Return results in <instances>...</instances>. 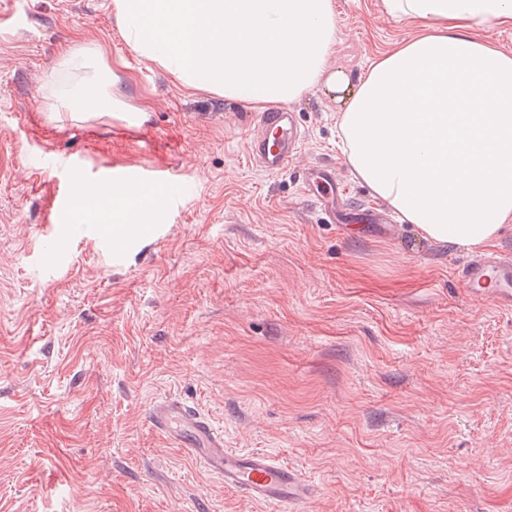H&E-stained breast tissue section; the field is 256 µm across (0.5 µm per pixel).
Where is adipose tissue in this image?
Here are the masks:
<instances>
[{
    "instance_id": "1",
    "label": "adipose tissue",
    "mask_w": 512,
    "mask_h": 512,
    "mask_svg": "<svg viewBox=\"0 0 512 512\" xmlns=\"http://www.w3.org/2000/svg\"><path fill=\"white\" fill-rule=\"evenodd\" d=\"M419 33L381 53L357 79L329 71L336 0H112L125 41L188 91L264 110L318 86L341 103L338 147L374 198L431 243L480 251L512 224V51L483 25L512 27V0H382ZM112 108L99 77L50 111ZM132 190L79 191L69 218L134 220Z\"/></svg>"
}]
</instances>
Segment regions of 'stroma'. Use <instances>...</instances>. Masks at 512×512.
Wrapping results in <instances>:
<instances>
[{"mask_svg":"<svg viewBox=\"0 0 512 512\" xmlns=\"http://www.w3.org/2000/svg\"><path fill=\"white\" fill-rule=\"evenodd\" d=\"M338 10L329 66L354 78L415 33L381 0ZM0 11V512H265L154 431L166 394L299 467L308 512H512V310L466 293L465 248L327 223L303 185L322 163L339 207L387 210L336 147L333 95L290 103L305 141L270 175L246 152L254 109L143 74L111 0ZM95 43L122 104L58 117L57 61ZM116 169L188 192L114 259L48 202ZM48 220L74 238L53 264Z\"/></svg>","mask_w":512,"mask_h":512,"instance_id":"obj_1","label":"stroma"}]
</instances>
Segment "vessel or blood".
Listing matches in <instances>:
<instances>
[{"label":"vessel or blood","instance_id":"b4317fda","mask_svg":"<svg viewBox=\"0 0 512 512\" xmlns=\"http://www.w3.org/2000/svg\"><path fill=\"white\" fill-rule=\"evenodd\" d=\"M303 138L294 116L280 109L259 115L257 131L247 141V154L268 174L287 170ZM141 187L134 201L142 218H151L159 196L177 200L182 187L170 174L138 176ZM463 283L471 295L491 298L512 309V254L471 259L463 269ZM159 434L224 482L227 490L265 506L268 512H304L314 486L296 466L263 451L234 450L224 445V433L204 415L165 397L148 410Z\"/></svg>","mask_w":512,"mask_h":512}]
</instances>
